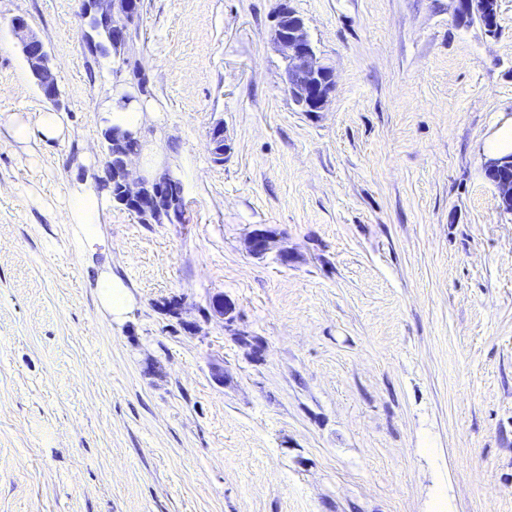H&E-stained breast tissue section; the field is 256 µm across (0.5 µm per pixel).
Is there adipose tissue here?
<instances>
[{
  "label": "adipose tissue",
  "mask_w": 512,
  "mask_h": 512,
  "mask_svg": "<svg viewBox=\"0 0 512 512\" xmlns=\"http://www.w3.org/2000/svg\"><path fill=\"white\" fill-rule=\"evenodd\" d=\"M151 112L137 100L115 95L104 108L101 119L104 127H116L131 132L148 124ZM109 204V195L97 190L93 183L74 188L69 196L67 217L74 226L78 257L105 252L107 246L99 234L102 211Z\"/></svg>",
  "instance_id": "1"
}]
</instances>
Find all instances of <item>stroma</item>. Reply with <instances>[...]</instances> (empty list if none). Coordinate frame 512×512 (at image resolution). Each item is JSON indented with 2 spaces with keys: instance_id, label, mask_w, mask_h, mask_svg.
Listing matches in <instances>:
<instances>
[{
  "instance_id": "35a3bbf8",
  "label": "stroma",
  "mask_w": 512,
  "mask_h": 512,
  "mask_svg": "<svg viewBox=\"0 0 512 512\" xmlns=\"http://www.w3.org/2000/svg\"><path fill=\"white\" fill-rule=\"evenodd\" d=\"M283 1L333 69L324 111L283 90ZM79 9L0 0V512H512V214L482 169L512 0L493 37L455 0H144L157 118L133 163L181 181L185 221L105 209L120 320L65 213L136 87L90 63ZM52 110L62 138H14ZM13 27L19 39L21 51L27 59L33 74L43 69H50V57L43 42L33 33L26 21L21 18L13 20ZM98 288L102 308L112 316V319H120L129 313L133 300L121 280L105 272L99 279Z\"/></svg>"
}]
</instances>
